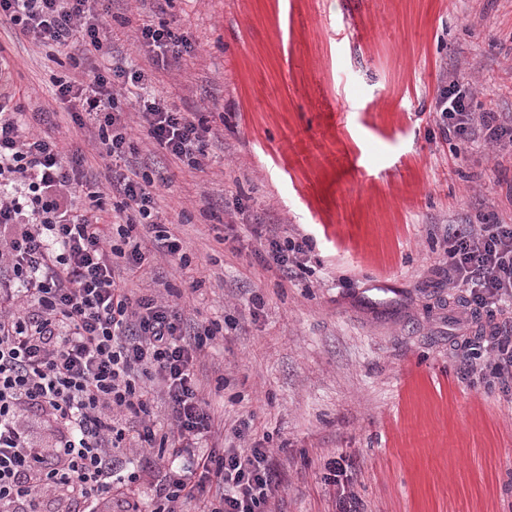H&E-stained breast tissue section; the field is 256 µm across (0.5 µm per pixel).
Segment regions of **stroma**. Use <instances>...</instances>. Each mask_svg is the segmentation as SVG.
Returning <instances> with one entry per match:
<instances>
[{"label":"stroma","instance_id":"obj_1","mask_svg":"<svg viewBox=\"0 0 512 512\" xmlns=\"http://www.w3.org/2000/svg\"><path fill=\"white\" fill-rule=\"evenodd\" d=\"M153 8L114 0L105 33L215 137L155 189L187 265L157 258L127 286L166 284L221 326L195 366L217 434L252 417L281 473L275 512H338L342 489L359 512H512V393L466 372L462 344L489 323L445 263L449 225L512 224V153L448 135L437 110L455 80L470 111L512 122V0H168L157 19L191 48L165 68L135 43ZM0 46L13 104L91 151L53 100L66 53L7 23ZM257 222L309 239L307 270L264 268ZM138 465L104 512L150 499L167 465Z\"/></svg>","mask_w":512,"mask_h":512}]
</instances>
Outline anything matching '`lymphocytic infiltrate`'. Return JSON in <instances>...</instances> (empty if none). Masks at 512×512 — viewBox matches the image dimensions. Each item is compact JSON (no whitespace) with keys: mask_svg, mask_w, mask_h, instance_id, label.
<instances>
[{"mask_svg":"<svg viewBox=\"0 0 512 512\" xmlns=\"http://www.w3.org/2000/svg\"><path fill=\"white\" fill-rule=\"evenodd\" d=\"M105 2L0 0V22L36 45L71 53L73 72L55 80V99L109 161L98 178L81 148L33 131L31 120L49 121V113L30 118L0 100V512H48L59 495L73 498L77 512H97L114 486L138 481L117 454L135 443L184 464L134 512H186L190 505L197 512H267L281 473L267 448H240L250 421L232 428L228 448L201 446L211 415L194 364L218 324L188 323L178 305L133 295L127 286V276L148 262V237L172 260L183 264L187 256L179 239L158 231L155 180L131 163L136 149L117 90L135 100L161 159L199 165L211 129L195 113L146 97L145 69L97 64L112 54ZM137 41L156 64L179 60L187 49L184 36L149 15ZM466 98L454 86L442 97L448 133L512 140V125L491 112H470ZM105 182L119 197L111 208L120 222L115 230L97 216L110 193L101 189ZM254 232L258 258L280 277L304 270L307 238H284L260 224ZM447 254L448 281L468 290L473 315L493 320L512 309V224L487 219L449 228ZM158 396L168 404L166 427L154 419ZM27 411L55 426V464L22 423ZM120 412L137 419V428L122 426Z\"/></svg>","mask_w":512,"mask_h":512,"instance_id":"1","label":"lymphocytic infiltrate"}]
</instances>
